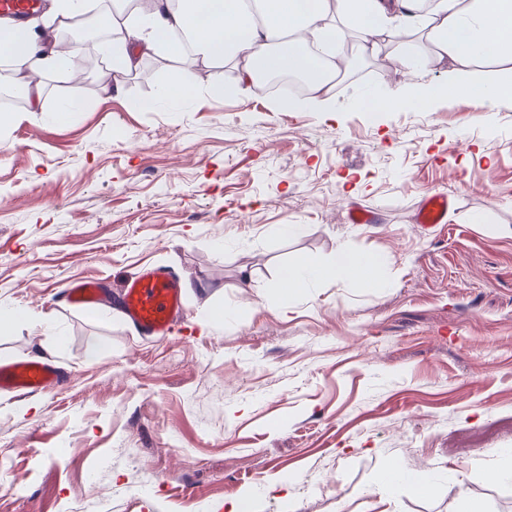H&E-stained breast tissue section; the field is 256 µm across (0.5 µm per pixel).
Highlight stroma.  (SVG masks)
Returning <instances> with one entry per match:
<instances>
[{"label": "stroma", "mask_w": 512, "mask_h": 512, "mask_svg": "<svg viewBox=\"0 0 512 512\" xmlns=\"http://www.w3.org/2000/svg\"><path fill=\"white\" fill-rule=\"evenodd\" d=\"M363 62L328 112L170 52L0 109V360L64 375L0 392V512H512V98L452 93L445 60L406 78L386 45ZM401 89L427 97L377 105ZM432 191L452 204L426 229ZM341 245L386 259L376 287L283 291ZM156 268L183 287L162 339L119 303ZM75 278L94 310L58 298ZM393 466L431 488L383 486Z\"/></svg>", "instance_id": "stroma-1"}]
</instances>
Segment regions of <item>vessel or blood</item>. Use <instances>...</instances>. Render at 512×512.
Instances as JSON below:
<instances>
[{"label":"vessel or blood","mask_w":512,"mask_h":512,"mask_svg":"<svg viewBox=\"0 0 512 512\" xmlns=\"http://www.w3.org/2000/svg\"><path fill=\"white\" fill-rule=\"evenodd\" d=\"M449 204L447 193L428 194L418 211V223L429 228L442 223ZM63 292L70 304L88 309L96 304L101 290L97 281L81 280L66 283ZM123 304L127 318L144 334L165 336L182 311L183 288L177 279L164 272H148L125 282ZM60 384L61 376L51 364L36 361L0 364V390L40 394Z\"/></svg>","instance_id":"obj_1"}]
</instances>
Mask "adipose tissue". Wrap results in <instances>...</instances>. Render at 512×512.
<instances>
[{
  "label": "adipose tissue",
  "mask_w": 512,
  "mask_h": 512,
  "mask_svg": "<svg viewBox=\"0 0 512 512\" xmlns=\"http://www.w3.org/2000/svg\"><path fill=\"white\" fill-rule=\"evenodd\" d=\"M261 20H254L243 0H190L176 9L172 0H148V26L130 22L124 12L108 15L106 24L123 30V38L112 45V69L123 77L139 58L166 48L178 52L177 44L165 45L158 39L161 31L192 28L195 52L204 58L233 64L238 83L259 93L258 69L297 71L308 75L314 102L330 107L335 95L334 79L340 69L330 64L325 52L335 51L353 42L358 52L373 53L379 38H386L402 56L407 73L427 68L433 61L448 60L459 76L454 91L469 89V75L478 63L493 64L496 81L492 96H512V0H432L415 29L433 47L432 53L419 57L406 55V28L392 25L393 14L419 7L420 0H338L330 8L329 0H264ZM0 49L20 59L16 82L38 108V87L31 79L45 69L75 72L70 52L58 45L45 46L31 38L15 42L0 33ZM382 260L340 247L333 263L325 265L309 259L285 269L281 282L285 287L299 286L309 275L336 281L364 283L376 278Z\"/></svg>",
  "instance_id": "ef3b65f1"
}]
</instances>
